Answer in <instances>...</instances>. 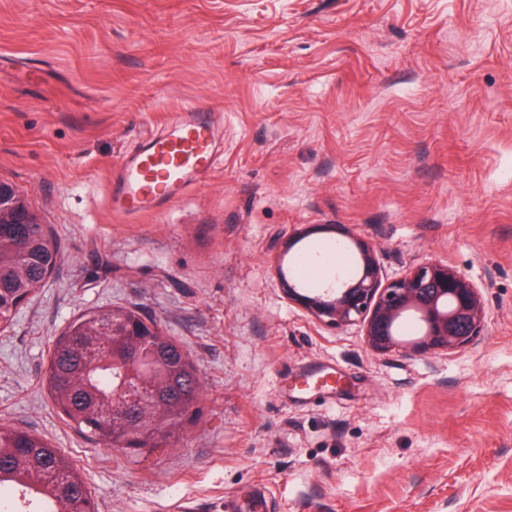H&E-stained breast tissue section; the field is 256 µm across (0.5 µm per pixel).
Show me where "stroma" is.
<instances>
[{"label":"stroma","mask_w":512,"mask_h":512,"mask_svg":"<svg viewBox=\"0 0 512 512\" xmlns=\"http://www.w3.org/2000/svg\"><path fill=\"white\" fill-rule=\"evenodd\" d=\"M191 102L212 173L165 213H113L121 162ZM0 181L60 243L0 331V427L64 451L97 512H512V0H0ZM344 228L386 277L467 274L484 336L379 356L288 303L279 263ZM112 305L203 383L147 458L43 387L54 337ZM325 371L335 391L286 387Z\"/></svg>","instance_id":"1"}]
</instances>
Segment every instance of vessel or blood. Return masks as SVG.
<instances>
[{"mask_svg": "<svg viewBox=\"0 0 512 512\" xmlns=\"http://www.w3.org/2000/svg\"><path fill=\"white\" fill-rule=\"evenodd\" d=\"M213 132L202 109L188 106L164 135L151 139L123 162L110 195L113 211L153 212L182 199L214 166Z\"/></svg>", "mask_w": 512, "mask_h": 512, "instance_id": "b4317fda", "label": "vessel or blood"}]
</instances>
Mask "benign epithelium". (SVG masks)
Segmentation results:
<instances>
[{
    "instance_id": "7a95c632",
    "label": "benign epithelium",
    "mask_w": 512,
    "mask_h": 512,
    "mask_svg": "<svg viewBox=\"0 0 512 512\" xmlns=\"http://www.w3.org/2000/svg\"><path fill=\"white\" fill-rule=\"evenodd\" d=\"M7 189L0 185V223L24 224L32 216L16 210L4 215ZM347 249L356 250L354 275L334 288L313 291L294 275L280 274L282 291L289 302L301 307L317 323L343 328L359 324L367 348L377 355L399 352L407 356L447 354L472 345L483 335L486 307L481 288L465 273L440 259L411 265L395 279L384 277L375 243L352 233L342 234ZM414 317L420 335L403 340L398 325ZM130 377L141 382L156 378L158 370L148 364L143 349L126 363Z\"/></svg>"
}]
</instances>
